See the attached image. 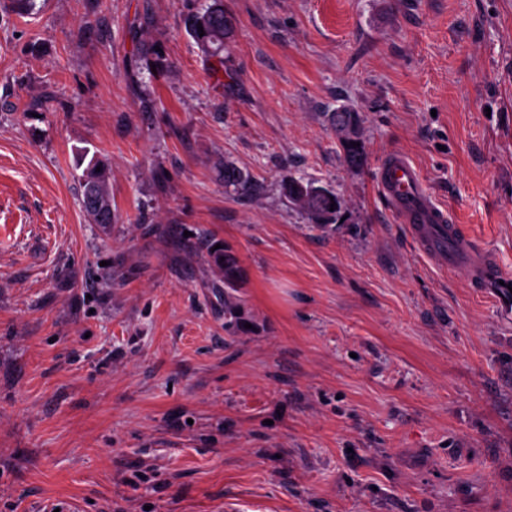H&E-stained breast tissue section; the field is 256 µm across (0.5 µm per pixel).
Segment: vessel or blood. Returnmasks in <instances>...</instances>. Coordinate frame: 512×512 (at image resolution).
Segmentation results:
<instances>
[{"instance_id":"1","label":"vessel or blood","mask_w":512,"mask_h":512,"mask_svg":"<svg viewBox=\"0 0 512 512\" xmlns=\"http://www.w3.org/2000/svg\"><path fill=\"white\" fill-rule=\"evenodd\" d=\"M377 183L408 234L432 263L444 270L463 272L485 294L512 312V290L502 285L503 275L493 256L451 224L447 212L427 191L422 174L406 155L388 153L379 167Z\"/></svg>"}]
</instances>
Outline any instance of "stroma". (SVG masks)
I'll use <instances>...</instances> for the list:
<instances>
[{
	"instance_id": "35a3bbf8",
	"label": "stroma",
	"mask_w": 512,
	"mask_h": 512,
	"mask_svg": "<svg viewBox=\"0 0 512 512\" xmlns=\"http://www.w3.org/2000/svg\"><path fill=\"white\" fill-rule=\"evenodd\" d=\"M209 2L0 0V512H512V320L376 184L408 155L512 276V0H223L217 75ZM189 237L239 258L248 330ZM222 2L213 0V4L206 8L188 14L184 21L187 32L202 51L221 66L224 65V51L227 52L228 44L235 32L233 20L224 13ZM198 23L203 27V36H200ZM330 125L341 136L342 149L346 163L351 168H360L366 161V149L362 139L359 118L356 112H330L327 113ZM352 142L360 143L353 147ZM97 167H100V172H96ZM84 177V191L81 199L83 211L95 224L111 223L112 194L105 163L93 156ZM224 187L238 195H247L255 188L251 175L231 162L224 164ZM300 180V181H298ZM283 190L298 207L306 211L313 224H326V221L336 214L341 207V201L331 191L320 189L308 182L296 179L291 175L283 178ZM335 202L334 210L330 211V205Z\"/></svg>"
}]
</instances>
